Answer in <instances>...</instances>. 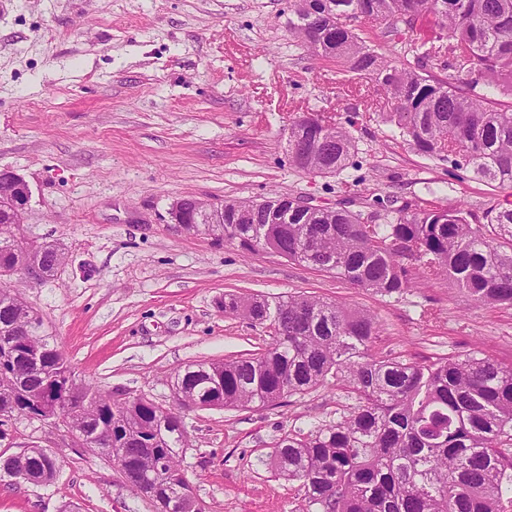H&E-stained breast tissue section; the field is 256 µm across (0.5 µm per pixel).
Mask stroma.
<instances>
[{
  "mask_svg": "<svg viewBox=\"0 0 512 512\" xmlns=\"http://www.w3.org/2000/svg\"><path fill=\"white\" fill-rule=\"evenodd\" d=\"M289 16V0H0V169L32 189L21 236L67 258L54 277L13 285L79 377L168 404L187 364L267 341L261 327L224 315L228 293H305L373 311L380 356L424 362L478 349L512 365V309L476 304L447 278L384 296L170 223V204L186 196L512 203V190L450 181L447 163L400 146L382 118L390 100L297 47ZM309 114L359 115V180L289 165L288 126ZM350 405L329 386L272 409L187 412L183 466L205 512H294L298 482L275 477L262 457L282 433L336 422ZM13 441L16 453L41 442L61 466L47 487L0 481V512H153L117 469L62 433L20 419Z\"/></svg>",
  "mask_w": 512,
  "mask_h": 512,
  "instance_id": "1",
  "label": "stroma"
}]
</instances>
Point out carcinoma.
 Masks as SVG:
<instances>
[{
  "label": "carcinoma",
  "mask_w": 512,
  "mask_h": 512,
  "mask_svg": "<svg viewBox=\"0 0 512 512\" xmlns=\"http://www.w3.org/2000/svg\"><path fill=\"white\" fill-rule=\"evenodd\" d=\"M290 8L298 45L387 94L394 111L386 120L402 146L435 161L461 157L476 179L512 188V103L476 93L493 84L512 98V0H290ZM363 19L418 69L379 54L360 36ZM352 125L323 119L298 144L288 139L289 165L325 177L355 167ZM293 198L236 200L224 207V223L186 231L244 253L274 247L381 295L402 296L446 276L478 304L512 308V208H394L377 197L364 210H301ZM6 218L0 208V268L32 260L57 274L65 257L21 251ZM223 308L269 329L260 352L187 365L169 406L150 398L117 406L114 391L82 379L63 405L98 444L94 451L125 464V481L155 512L189 486L184 411L216 401L224 409L268 408L329 385L347 389L351 411L279 437L266 456L276 475L300 483V512H512V365L480 351L432 362L377 356V315L317 296L228 293ZM29 310L0 283V442L12 439V421L42 413L47 386L74 372L43 319L28 322ZM10 329L18 335H4ZM58 469L51 448L32 445L21 458L0 451V476L48 486Z\"/></svg>",
  "instance_id": "carcinoma-1"
}]
</instances>
